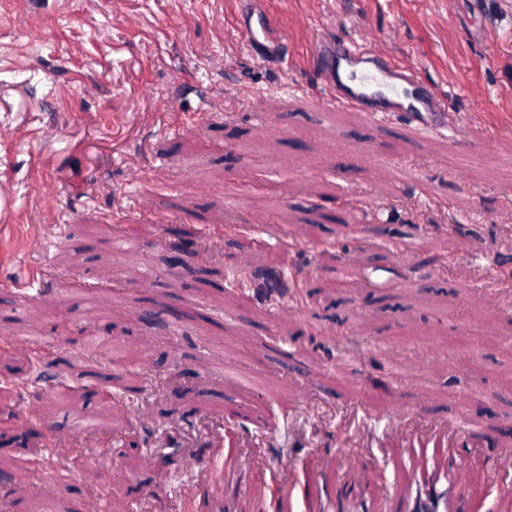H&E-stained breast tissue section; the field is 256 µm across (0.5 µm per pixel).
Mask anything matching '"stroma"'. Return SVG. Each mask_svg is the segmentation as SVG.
Wrapping results in <instances>:
<instances>
[{"mask_svg":"<svg viewBox=\"0 0 512 512\" xmlns=\"http://www.w3.org/2000/svg\"><path fill=\"white\" fill-rule=\"evenodd\" d=\"M271 2L288 40L280 65L248 50L236 0H25L20 11L0 0V126L14 132L0 140V337L50 345L32 364L0 359V471L70 442L69 386L88 388L81 414L101 434L78 467L45 461L21 487L0 478L11 512H80L116 463L131 481L112 512H198L186 491L200 469L219 472L213 446L231 425L237 471L261 454L274 469L304 466L312 493L339 479L373 512H397L413 453L387 440L390 422L349 440L343 423L409 402L427 425L474 388L483 444L460 448L462 460L489 466L512 449V276L483 315L471 314L468 290L512 251V0ZM304 11L334 43L370 40L416 67L447 97L449 131L413 138L400 118L373 126L287 93L315 80L295 19ZM263 121L279 136H263ZM396 170L408 180L394 181ZM307 223L312 243L289 244L286 226ZM230 225L221 253L170 267L172 228L203 245ZM393 231L447 239L448 267L391 247ZM119 237L136 241L150 290L121 270ZM243 245L254 270L300 277L294 322L274 318L281 299L256 296V282L223 288ZM105 266L114 299L103 308L91 291ZM130 306L143 320L128 318ZM116 341L127 350L118 362ZM414 355L445 367L415 369ZM231 364L255 375L254 389L228 381ZM131 386L148 418L201 449L199 470L144 438L116 443L136 415ZM28 405L30 435L12 418ZM160 472L168 485L147 494Z\"/></svg>","mask_w":512,"mask_h":512,"instance_id":"obj_1","label":"stroma"}]
</instances>
